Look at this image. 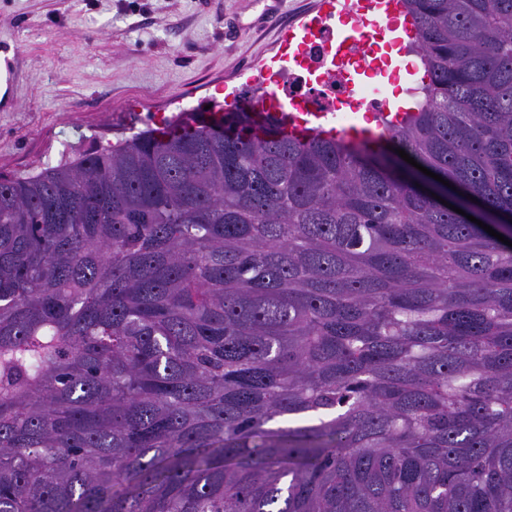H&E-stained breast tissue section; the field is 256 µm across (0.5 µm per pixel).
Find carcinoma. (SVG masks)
I'll return each mask as SVG.
<instances>
[{"label":"carcinoma","mask_w":512,"mask_h":512,"mask_svg":"<svg viewBox=\"0 0 512 512\" xmlns=\"http://www.w3.org/2000/svg\"><path fill=\"white\" fill-rule=\"evenodd\" d=\"M386 144L171 123L0 176V512H512V0H400Z\"/></svg>","instance_id":"obj_1"}]
</instances>
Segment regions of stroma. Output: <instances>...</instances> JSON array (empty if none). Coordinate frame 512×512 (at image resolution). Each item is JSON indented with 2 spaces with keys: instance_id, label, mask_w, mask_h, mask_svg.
Wrapping results in <instances>:
<instances>
[{
  "instance_id": "35a3bbf8",
  "label": "stroma",
  "mask_w": 512,
  "mask_h": 512,
  "mask_svg": "<svg viewBox=\"0 0 512 512\" xmlns=\"http://www.w3.org/2000/svg\"><path fill=\"white\" fill-rule=\"evenodd\" d=\"M319 0H0V172L237 93Z\"/></svg>"
}]
</instances>
